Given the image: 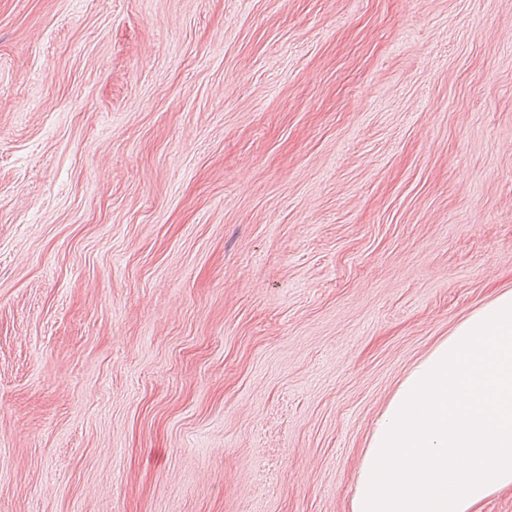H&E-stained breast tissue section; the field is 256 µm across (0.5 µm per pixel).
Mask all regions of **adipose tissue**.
Instances as JSON below:
<instances>
[{
  "instance_id": "1",
  "label": "adipose tissue",
  "mask_w": 512,
  "mask_h": 512,
  "mask_svg": "<svg viewBox=\"0 0 512 512\" xmlns=\"http://www.w3.org/2000/svg\"><path fill=\"white\" fill-rule=\"evenodd\" d=\"M512 487V290L408 371L360 459L351 512H480Z\"/></svg>"
}]
</instances>
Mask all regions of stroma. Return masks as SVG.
I'll return each mask as SVG.
<instances>
[{"label": "stroma", "mask_w": 512, "mask_h": 512, "mask_svg": "<svg viewBox=\"0 0 512 512\" xmlns=\"http://www.w3.org/2000/svg\"><path fill=\"white\" fill-rule=\"evenodd\" d=\"M512 289V0H0V512H350Z\"/></svg>", "instance_id": "35a3bbf8"}]
</instances>
